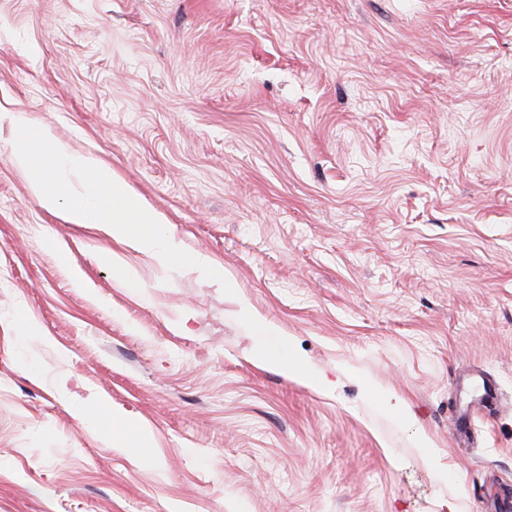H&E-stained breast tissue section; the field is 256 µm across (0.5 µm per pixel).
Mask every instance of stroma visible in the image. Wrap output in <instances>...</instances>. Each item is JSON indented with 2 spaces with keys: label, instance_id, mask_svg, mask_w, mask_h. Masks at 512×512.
<instances>
[{
  "label": "stroma",
  "instance_id": "35a3bbf8",
  "mask_svg": "<svg viewBox=\"0 0 512 512\" xmlns=\"http://www.w3.org/2000/svg\"><path fill=\"white\" fill-rule=\"evenodd\" d=\"M0 110L222 275L39 206L0 121V512H492L512 0H0Z\"/></svg>",
  "mask_w": 512,
  "mask_h": 512
}]
</instances>
